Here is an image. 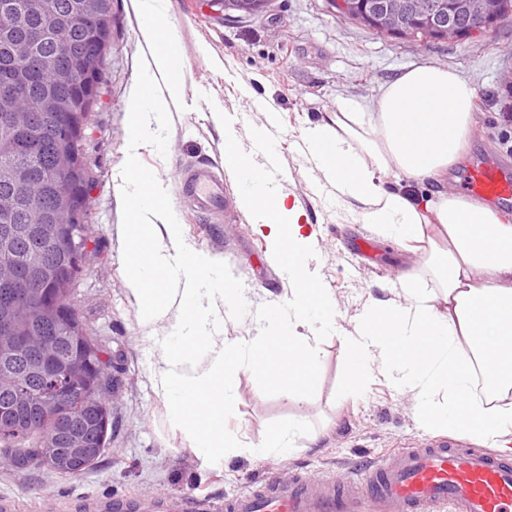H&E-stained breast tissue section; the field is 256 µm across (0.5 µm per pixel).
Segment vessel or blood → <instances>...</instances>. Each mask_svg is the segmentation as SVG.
Segmentation results:
<instances>
[{
    "label": "vessel or blood",
    "mask_w": 512,
    "mask_h": 512,
    "mask_svg": "<svg viewBox=\"0 0 512 512\" xmlns=\"http://www.w3.org/2000/svg\"><path fill=\"white\" fill-rule=\"evenodd\" d=\"M192 203L203 213L224 210V179L208 165L186 173ZM465 188L490 202L512 201V173L492 161L469 170ZM512 512V459L463 447L438 437L399 449L371 465L363 478L311 479L300 475L282 481L268 473L260 487L229 502L205 497L195 502L174 497L140 506L115 504V512Z\"/></svg>",
    "instance_id": "vessel-or-blood-1"
}]
</instances>
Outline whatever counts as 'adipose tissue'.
<instances>
[{"label": "adipose tissue", "instance_id": "1", "mask_svg": "<svg viewBox=\"0 0 512 512\" xmlns=\"http://www.w3.org/2000/svg\"><path fill=\"white\" fill-rule=\"evenodd\" d=\"M168 4L141 0L142 32L158 45L154 68L145 77L149 88L161 78L173 83L178 70L177 38L162 23ZM474 100V88L455 71L421 64L389 82L370 104L337 101L307 129L304 142L337 199L355 203L356 221L373 225L412 253L428 242L443 290L438 301L409 284L402 300L370 308L356 332L344 338L350 354L347 390L379 375L395 389L417 391L421 406L433 410L431 426L467 432L485 447L511 453L512 347L499 351L502 378L494 391L477 395L473 364L483 358L476 335L512 334V224L459 194L439 190L421 204L403 189L384 186L389 177L444 182L468 145ZM126 180L134 187L129 200L135 205L128 241L146 245L152 273L147 279L137 264L129 266L126 285L140 305L142 323L165 316L163 281L173 265L182 268L175 294L184 315L157 339L163 357L155 380L172 424L207 466L223 465L230 456H289L300 433L295 424L282 425L256 445L225 439L224 417L237 398L239 342L220 336L205 299L215 294L234 300L239 291L226 279L215 289L205 288L217 269L209 254L188 245L180 225L155 224L165 207L159 190L139 185L132 168ZM286 199L279 188L268 197L251 190L240 194L242 208L254 214L275 261L282 265L290 256L297 261L288 270L298 282L288 300L291 318L282 319L274 307L266 310L262 332L251 345L274 364L279 360L274 343L287 339L296 373L288 378L272 373L266 381L302 402L317 382L319 363L309 332L328 325L336 305L307 268L310 239L301 232L299 207Z\"/></svg>", "mask_w": 512, "mask_h": 512}]
</instances>
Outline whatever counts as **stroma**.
<instances>
[{"label": "stroma", "instance_id": "stroma-1", "mask_svg": "<svg viewBox=\"0 0 512 512\" xmlns=\"http://www.w3.org/2000/svg\"><path fill=\"white\" fill-rule=\"evenodd\" d=\"M180 50L179 91L155 88L166 99L153 118L155 145L129 149L128 112L153 67L154 49L141 34L138 0H112L111 48L98 97L82 122L84 161L93 176L85 220L93 229L83 270L74 284L77 315L106 350L115 387L109 393L111 429L91 467L62 477L42 465L14 467L0 457V500L12 512H100L111 500L179 494L232 498L251 491L275 466L282 477L303 471L320 477L356 474L396 448L439 437L421 416L414 391L371 379L345 392V334L353 332L370 300L400 299L401 280L413 277L431 296L440 286L420 258L370 225L354 223L329 194L314 163L296 144L304 130L339 98L376 100L385 84L410 67L428 63L457 72L475 89L477 127L463 159L448 173L458 192L477 157L512 164L504 144L503 113H512V20L453 40L420 41L377 35L347 19L332 0H267L254 14L224 9L216 0H170L166 18ZM276 113L280 184L302 210L303 234L312 236L311 267L336 303L335 328L317 338L318 384L298 403L272 393L251 366L250 337L259 312L286 309L293 279L272 259L254 217L239 204L235 176L224 165V129L232 127L246 152L253 133ZM211 164L224 176V213L194 212L179 188L186 170ZM145 171L166 195L188 243L224 264L242 288L238 304L224 306V335L240 339L238 399L224 421L227 438L259 443L280 426L300 423L302 434L289 457L225 459L207 467L171 429L153 372L160 351L153 339L167 335L178 315L142 325L139 305L125 283L129 165Z\"/></svg>", "mask_w": 512, "mask_h": 512}]
</instances>
